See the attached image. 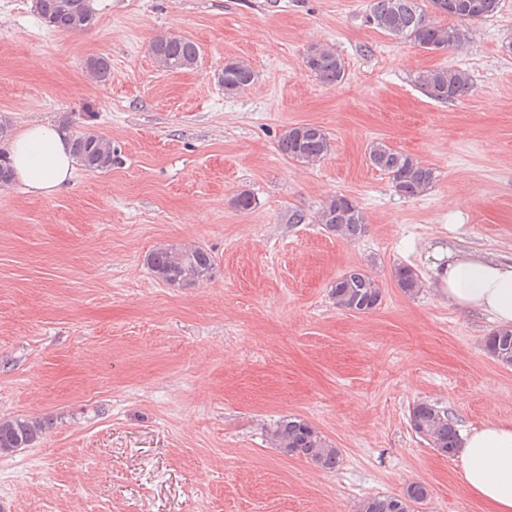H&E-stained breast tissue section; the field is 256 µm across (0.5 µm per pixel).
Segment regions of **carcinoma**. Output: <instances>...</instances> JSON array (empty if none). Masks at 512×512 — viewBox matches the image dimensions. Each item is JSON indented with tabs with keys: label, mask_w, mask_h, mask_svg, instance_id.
Segmentation results:
<instances>
[{
	"label": "carcinoma",
	"mask_w": 512,
	"mask_h": 512,
	"mask_svg": "<svg viewBox=\"0 0 512 512\" xmlns=\"http://www.w3.org/2000/svg\"><path fill=\"white\" fill-rule=\"evenodd\" d=\"M434 12L460 22L493 16L500 0H429ZM39 15L50 14L48 26L60 32L78 33L88 29L94 20L90 0H37ZM367 22L385 34L405 40L427 51L455 49L465 40L459 26L441 25L432 19L421 0H372ZM152 56L162 57L166 70L178 73L198 66L199 45L180 35H163L151 44ZM307 69L326 86L341 83L346 75L345 62L339 54L326 48H311L305 57ZM224 93L233 95L254 80L251 66L244 60L230 59L218 77ZM425 95L439 102L466 97L472 90L471 76L457 68H437L418 76ZM73 157L80 167L91 172L112 169V141L95 132H78L71 136ZM332 149L327 132L313 124L288 128L277 141L278 153L291 161L314 165ZM370 164L388 175L394 191L404 198L424 195L436 180L435 170L416 158L394 148L385 141H374L369 147ZM318 223L332 234L356 240L367 231L362 209L351 198L335 195L328 198L317 213ZM153 275L171 288H193L210 280L216 268L214 257L199 246L163 244L147 256ZM398 287L407 295L424 288L419 275L409 267L395 270ZM336 307L355 314L374 311L382 303L383 291L378 282L361 270H351L336 279L331 289ZM484 350L496 362L512 366V329H496L484 340ZM413 432L441 455L452 457L461 439L448 412L427 402L413 406L410 414ZM46 433L43 420L24 416L0 418V456L10 455L37 444ZM274 447L283 454L304 458L318 468L330 471L340 462L341 451L307 420L286 415L270 429ZM429 491L425 483L413 481L397 496H372L360 502L358 512H414V506L426 501Z\"/></svg>",
	"instance_id": "obj_1"
}]
</instances>
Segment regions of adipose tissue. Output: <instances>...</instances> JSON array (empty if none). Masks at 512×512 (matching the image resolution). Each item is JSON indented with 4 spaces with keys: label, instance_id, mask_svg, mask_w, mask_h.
I'll use <instances>...</instances> for the list:
<instances>
[{
    "label": "adipose tissue",
    "instance_id": "1",
    "mask_svg": "<svg viewBox=\"0 0 512 512\" xmlns=\"http://www.w3.org/2000/svg\"><path fill=\"white\" fill-rule=\"evenodd\" d=\"M14 177L25 192L50 196L74 174L71 140L50 122H36L11 140ZM433 275L449 304L512 326V264L473 250L433 249ZM461 479L490 512H512V425L490 421L472 431L460 453Z\"/></svg>",
    "mask_w": 512,
    "mask_h": 512
}]
</instances>
